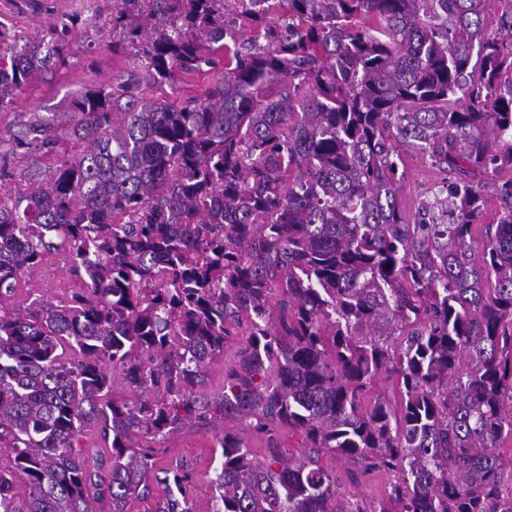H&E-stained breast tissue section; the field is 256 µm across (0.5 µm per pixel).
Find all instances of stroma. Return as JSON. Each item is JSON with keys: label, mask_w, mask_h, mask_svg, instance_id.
<instances>
[{"label": "stroma", "mask_w": 512, "mask_h": 512, "mask_svg": "<svg viewBox=\"0 0 512 512\" xmlns=\"http://www.w3.org/2000/svg\"><path fill=\"white\" fill-rule=\"evenodd\" d=\"M115 0H0V22L15 33L29 38L49 35L52 26L69 16L77 22L65 35L68 49L63 61L35 78L19 93L15 104L0 111V135L10 136L32 114L53 115L56 126L67 125L65 112L76 92L97 89L126 78L137 59L134 49L112 50V8ZM399 171L403 186L398 197L407 222L420 218L419 208L448 180L447 173L413 149L400 152ZM66 253H58L31 276L22 278L18 297L39 293L53 302L66 300L79 285L69 272ZM211 429L185 427L156 449V467L166 468L186 460L194 469L192 493L198 506H205L212 494L211 480L221 460Z\"/></svg>", "instance_id": "35a3bbf8"}]
</instances>
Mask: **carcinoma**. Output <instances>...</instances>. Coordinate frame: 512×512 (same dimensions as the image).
Returning a JSON list of instances; mask_svg holds the SVG:
<instances>
[{"label":"carcinoma","mask_w":512,"mask_h":512,"mask_svg":"<svg viewBox=\"0 0 512 512\" xmlns=\"http://www.w3.org/2000/svg\"><path fill=\"white\" fill-rule=\"evenodd\" d=\"M491 2H116L139 70L72 99L70 148L36 115L0 151V180L30 162L26 191L0 192V302L62 250L82 282L0 305V512H130L156 484L153 512H512V178L482 249L471 234L485 177L512 169V7L492 35ZM74 22L48 42L0 29V110ZM245 28L265 45L240 47ZM204 70L203 99L146 94ZM404 147L453 175L415 224ZM382 372L397 410L371 396ZM190 425L221 428L204 509L186 465L154 468ZM90 428L105 461L84 457ZM326 455L354 483L393 474L387 498L340 496Z\"/></svg>","instance_id":"1"}]
</instances>
